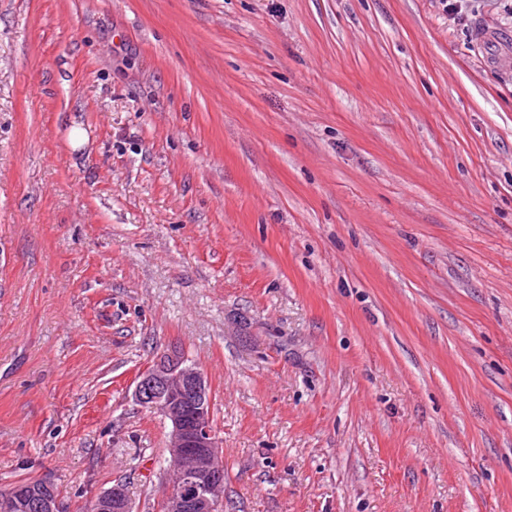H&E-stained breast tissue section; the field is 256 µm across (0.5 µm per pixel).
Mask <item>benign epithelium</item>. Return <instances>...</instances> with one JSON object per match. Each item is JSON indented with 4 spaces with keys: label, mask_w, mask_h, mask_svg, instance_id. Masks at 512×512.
I'll return each mask as SVG.
<instances>
[{
    "label": "benign epithelium",
    "mask_w": 512,
    "mask_h": 512,
    "mask_svg": "<svg viewBox=\"0 0 512 512\" xmlns=\"http://www.w3.org/2000/svg\"><path fill=\"white\" fill-rule=\"evenodd\" d=\"M134 396L169 425L167 453L175 477L165 487L162 512H222L223 441L213 424L212 399L201 370L174 349L157 357L136 382ZM4 512H62L52 483L38 490L14 485L0 496ZM96 512H133L126 487L114 484L95 498Z\"/></svg>",
    "instance_id": "obj_1"
}]
</instances>
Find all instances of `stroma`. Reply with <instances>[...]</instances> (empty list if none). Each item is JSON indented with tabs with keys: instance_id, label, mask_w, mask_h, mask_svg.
I'll use <instances>...</instances> for the list:
<instances>
[{
	"instance_id": "obj_1",
	"label": "stroma",
	"mask_w": 512,
	"mask_h": 512,
	"mask_svg": "<svg viewBox=\"0 0 512 512\" xmlns=\"http://www.w3.org/2000/svg\"><path fill=\"white\" fill-rule=\"evenodd\" d=\"M175 348L225 512H512V0H0V491L159 512ZM97 512H133L132 502L122 483L114 484L95 498Z\"/></svg>"
}]
</instances>
